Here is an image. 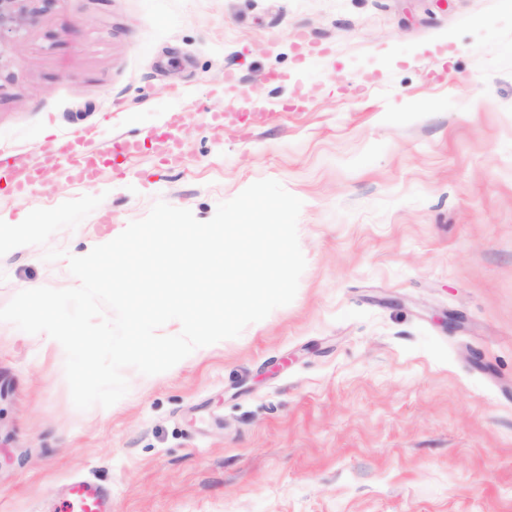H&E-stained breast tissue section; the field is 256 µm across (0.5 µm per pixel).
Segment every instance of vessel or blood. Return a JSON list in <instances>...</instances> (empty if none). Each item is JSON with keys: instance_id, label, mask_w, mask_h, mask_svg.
Segmentation results:
<instances>
[{"instance_id": "vessel-or-blood-1", "label": "vessel or blood", "mask_w": 512, "mask_h": 512, "mask_svg": "<svg viewBox=\"0 0 512 512\" xmlns=\"http://www.w3.org/2000/svg\"><path fill=\"white\" fill-rule=\"evenodd\" d=\"M181 120L182 114L177 110L172 111L165 119L167 133L158 147V155L163 164L175 165L181 161L177 136ZM70 145L71 140L66 135L42 142L37 148L41 156L40 162L33 170L25 171L23 177L15 181V190L19 194H26L37 178L59 171L77 181H94L101 172L104 154L128 156L138 151L140 143L135 138L122 136L113 139L108 152L103 153L93 148L80 158H70L69 162H62L61 157L68 155ZM65 512H110V509L106 496L96 486L87 481L76 480L68 486Z\"/></svg>"}]
</instances>
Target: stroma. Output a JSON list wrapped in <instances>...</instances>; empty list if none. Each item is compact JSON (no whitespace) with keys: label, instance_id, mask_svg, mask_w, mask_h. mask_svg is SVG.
<instances>
[{"label":"stroma","instance_id":"1","mask_svg":"<svg viewBox=\"0 0 512 512\" xmlns=\"http://www.w3.org/2000/svg\"><path fill=\"white\" fill-rule=\"evenodd\" d=\"M29 7L0 61V148H141L92 182L0 181L19 236L0 307L77 286L67 255L156 201L205 222L262 179L303 202L306 268L239 337L126 369L108 408L77 410L63 348L0 322V512H64L77 477L112 512H512V0ZM228 103L246 126L214 120ZM174 109L167 167L151 134ZM165 119L166 128L168 129L164 138L160 140L158 147V156L163 164L176 165L181 161L179 153L177 133L180 131V123L182 113L179 110L171 111ZM176 133H174V132Z\"/></svg>","mask_w":512,"mask_h":512}]
</instances>
